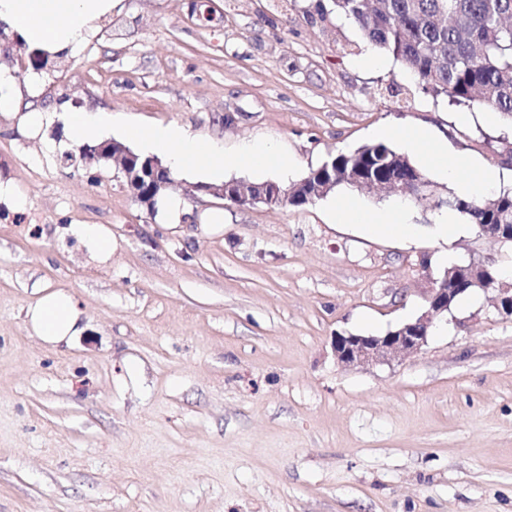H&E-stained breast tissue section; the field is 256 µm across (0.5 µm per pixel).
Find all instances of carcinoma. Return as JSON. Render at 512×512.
Wrapping results in <instances>:
<instances>
[{
  "instance_id": "1",
  "label": "carcinoma",
  "mask_w": 512,
  "mask_h": 512,
  "mask_svg": "<svg viewBox=\"0 0 512 512\" xmlns=\"http://www.w3.org/2000/svg\"><path fill=\"white\" fill-rule=\"evenodd\" d=\"M331 12L357 26L368 42L408 69L418 87L451 105H479L512 117V0H333ZM420 171L384 142L338 153L297 183L288 205H308L354 180L413 179ZM472 224H511L512 190L477 199L448 198Z\"/></svg>"
}]
</instances>
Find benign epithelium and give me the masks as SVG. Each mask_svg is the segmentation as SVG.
Listing matches in <instances>:
<instances>
[{"label":"benign epithelium","mask_w":512,"mask_h":512,"mask_svg":"<svg viewBox=\"0 0 512 512\" xmlns=\"http://www.w3.org/2000/svg\"><path fill=\"white\" fill-rule=\"evenodd\" d=\"M81 157L88 161L103 160L113 163L121 174L123 185L140 202L153 206L156 198L171 188L175 180L170 168L159 159L136 164L135 154L117 142H105L85 148ZM196 190L223 198L236 205L270 206L285 201L292 186L268 182L262 185L235 181L231 188L223 185H198ZM431 286L426 289L425 309L416 318L387 331L383 335L339 334L335 336L334 352L340 363L348 367L390 364L421 351L436 322L448 319L452 302L467 292L465 288L448 287V273L429 277ZM469 285L484 291L490 307L503 318L512 316V287L501 280L492 283L487 279L473 278Z\"/></svg>","instance_id":"obj_1"}]
</instances>
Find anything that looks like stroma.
Masks as SVG:
<instances>
[{
    "instance_id": "1",
    "label": "stroma",
    "mask_w": 512,
    "mask_h": 512,
    "mask_svg": "<svg viewBox=\"0 0 512 512\" xmlns=\"http://www.w3.org/2000/svg\"><path fill=\"white\" fill-rule=\"evenodd\" d=\"M317 0H113L98 30L51 67L0 28V65L34 130L0 112V512H512V320L483 292L458 301L423 350L347 368L337 334H382L417 316L423 262L441 251L502 267L512 244L474 226L442 242L431 201H410L412 240L339 222L341 187L304 207L237 206L175 174L185 214L166 223L66 142V113L178 123L225 153L268 137L292 184L383 125L423 127L493 166L512 122L462 124L394 59ZM224 221L211 224L209 213ZM112 233L108 261L70 229ZM70 294L84 331L43 343L26 313Z\"/></svg>"
}]
</instances>
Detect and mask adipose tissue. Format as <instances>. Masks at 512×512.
I'll use <instances>...</instances> for the list:
<instances>
[{"mask_svg":"<svg viewBox=\"0 0 512 512\" xmlns=\"http://www.w3.org/2000/svg\"><path fill=\"white\" fill-rule=\"evenodd\" d=\"M111 10L112 0H0V21L30 49L69 55L90 25ZM116 124L115 116L107 112H74L69 116V139L74 143L98 141L111 133ZM126 132L146 150L166 155L171 168L192 169L211 177L221 176L226 166L243 162L258 169L273 168L284 175L295 165L292 157L280 152L266 138L253 140L239 153L228 156L216 141L189 135L174 123L130 126ZM376 134L383 138L398 136L407 154L453 184L460 196H474L500 178L499 169L489 166L481 169L476 178L467 177L464 162L450 156L445 145L426 130L414 128L395 132L382 127ZM408 211L409 206L403 201L385 210H374L351 197L336 209L341 222L362 225L371 234H390L404 239L417 234ZM27 317L34 335L53 346L70 344L84 330L79 309L72 296L63 291L41 295L29 308Z\"/></svg>","mask_w":512,"mask_h":512,"instance_id":"ef3b65f1","label":"adipose tissue"}]
</instances>
